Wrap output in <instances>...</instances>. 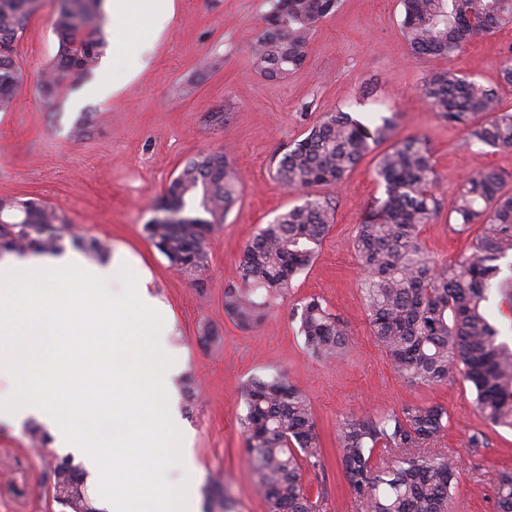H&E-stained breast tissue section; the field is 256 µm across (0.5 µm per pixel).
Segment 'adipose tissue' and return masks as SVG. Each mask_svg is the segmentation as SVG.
Wrapping results in <instances>:
<instances>
[{
	"mask_svg": "<svg viewBox=\"0 0 512 512\" xmlns=\"http://www.w3.org/2000/svg\"><path fill=\"white\" fill-rule=\"evenodd\" d=\"M106 9L112 21V63L90 90L101 99L118 89L114 70L134 76L149 65L157 35L174 16V0H107Z\"/></svg>",
	"mask_w": 512,
	"mask_h": 512,
	"instance_id": "1",
	"label": "adipose tissue"
}]
</instances>
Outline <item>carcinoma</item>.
Returning <instances> with one entry per match:
<instances>
[{"instance_id":"1","label":"carcinoma","mask_w":512,"mask_h":512,"mask_svg":"<svg viewBox=\"0 0 512 512\" xmlns=\"http://www.w3.org/2000/svg\"><path fill=\"white\" fill-rule=\"evenodd\" d=\"M104 0H56L53 30L59 48L45 88L92 71L108 43L102 33ZM401 30L415 57L449 56L472 40L512 23V0H402ZM40 0H0V112L10 110L23 72L13 44ZM340 0H276L258 40L256 56L265 78H284L306 58L309 34ZM421 98L450 125L466 129L473 146L512 151V112L499 92L448 71L428 78ZM398 113L366 125L348 112L326 114L283 154L276 176L307 198L259 228L239 263L242 288L224 292V307L246 325L261 317L252 295L258 288L281 295L315 257L333 223L334 208L309 195L317 186L339 187L371 149L391 139ZM384 198L360 225L356 254L364 271V296L372 335L397 373L410 384L439 385L464 373L482 417L512 429V347L498 341L485 304L499 279L500 261L512 255V190L484 169L468 176L448 214L467 227L481 225L475 251L451 266L437 264L422 246L420 226L439 218L444 199L427 140H396L376 169ZM237 201V175L222 152L189 160L166 190L162 216L144 226L148 240L168 262L203 283L206 235L224 222ZM65 221L36 199H16L0 222V251L46 253L59 248ZM299 334L313 355L335 360L351 343L346 325L311 297L301 305ZM249 465L269 512H320L302 483L303 465L322 463V446L307 396L279 374L251 379L243 390ZM440 405L343 420L338 442L352 493L367 512H449L458 475L452 460L431 451L446 429ZM394 454L391 467L376 466V450ZM53 469V499L70 512H99L86 492L80 465ZM497 512H512V471L494 478Z\"/></svg>"}]
</instances>
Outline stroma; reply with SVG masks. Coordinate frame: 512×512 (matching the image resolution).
<instances>
[{"label":"stroma","mask_w":512,"mask_h":512,"mask_svg":"<svg viewBox=\"0 0 512 512\" xmlns=\"http://www.w3.org/2000/svg\"><path fill=\"white\" fill-rule=\"evenodd\" d=\"M174 2V19L158 37L149 67L132 79L117 74L120 89L107 100H86L82 112L93 120L76 139L71 129L80 112L71 101L99 74L70 77L43 92L58 39L55 0H42L14 44L24 80L11 109L0 112V199L44 201L73 235L100 240L112 253L126 249L151 273L152 293L173 320L169 343L182 355L171 384L192 437L194 512H205L213 479L225 486L235 512H268L255 490L239 418L244 385L275 373L302 390L313 410L324 459L304 467L302 479L321 512H365L341 461L337 429L344 419L433 403L448 412L438 448L460 474L451 512H496L494 476L512 470V430L484 421L463 375L441 385L407 383L371 334L354 240L383 196L377 153L365 156L341 188L314 187V195L332 203L334 222L316 258L287 294L266 299L259 320L245 327L230 316L224 290L238 285L240 257L258 229L303 203L277 181L275 168L325 113L340 109L365 123L398 113L397 137L427 139L446 200L481 169L500 173L512 187V153L468 144L463 129L440 120L420 99L424 80L450 69L499 88L504 109L512 111V87L500 72L502 58L512 55V25L451 57L416 58L401 33L400 0H342L312 31L305 61L285 78L267 79L256 68L255 47L276 0ZM211 152L228 153L238 200L205 239L208 270L199 285L170 265L144 226L156 218L183 165ZM480 232L476 224L459 231L443 214L423 225L419 237L432 258L447 264L471 255ZM311 296L355 338L341 360L323 361L304 346L296 311ZM477 430L488 445L475 455L468 440ZM62 454L35 443L30 429L16 434L0 426V512H64L50 489Z\"/></svg>","instance_id":"35a3bbf8"}]
</instances>
